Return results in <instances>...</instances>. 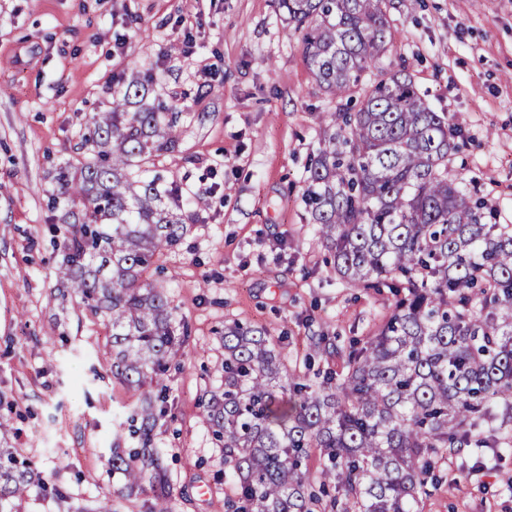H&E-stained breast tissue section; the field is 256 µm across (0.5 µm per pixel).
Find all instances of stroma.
I'll use <instances>...</instances> for the list:
<instances>
[{
    "instance_id": "1",
    "label": "stroma",
    "mask_w": 512,
    "mask_h": 512,
    "mask_svg": "<svg viewBox=\"0 0 512 512\" xmlns=\"http://www.w3.org/2000/svg\"><path fill=\"white\" fill-rule=\"evenodd\" d=\"M387 13L383 65L407 62L432 109L463 126L450 174L492 223L512 224V0H387ZM133 74L180 115L179 147L157 168L189 226L153 276L188 328L154 445L173 512H224L233 484L199 404L222 382L224 323L283 337L289 368L312 353L341 374L394 298L337 280L309 221L316 116L335 104L275 0H0V421L45 480L76 504L108 496L140 512L108 465L136 400L112 381L106 321L54 299L62 239L48 205L54 167L79 152L90 114L111 109L116 76ZM322 336L336 351H315ZM422 512H512V448L450 455Z\"/></svg>"
}]
</instances>
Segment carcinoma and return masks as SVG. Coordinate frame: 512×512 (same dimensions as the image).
<instances>
[{
  "mask_svg": "<svg viewBox=\"0 0 512 512\" xmlns=\"http://www.w3.org/2000/svg\"><path fill=\"white\" fill-rule=\"evenodd\" d=\"M316 82L336 99L321 119L303 199L352 288H386L392 311L347 372L319 383L290 372L280 340L224 325V386L201 399L234 483L225 512H421L438 460L497 448L512 423V224H486L448 176L461 126L420 96L406 65H381L394 38L385 0H277ZM90 116L92 153L54 169L64 204L59 274L111 327L112 378L137 395L118 423L112 474L151 488L145 512H171L153 431L168 412L162 377L182 355L174 309L150 281L188 232L183 201L154 160L179 142L177 112L152 80L121 78ZM317 474L306 461L311 450ZM57 512L71 496L42 482L0 423V512H27L32 487Z\"/></svg>",
  "mask_w": 512,
  "mask_h": 512,
  "instance_id": "cac0c4a2",
  "label": "carcinoma"
}]
</instances>
